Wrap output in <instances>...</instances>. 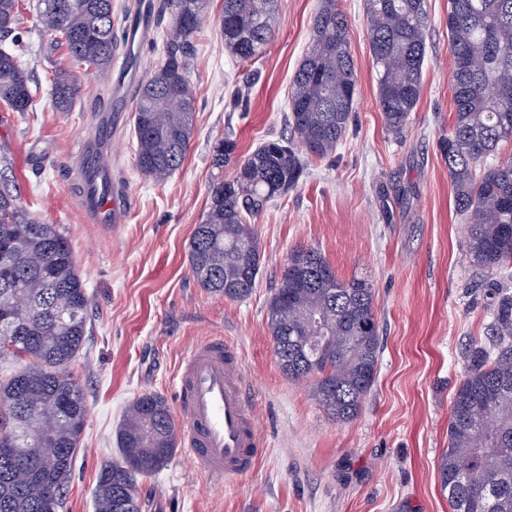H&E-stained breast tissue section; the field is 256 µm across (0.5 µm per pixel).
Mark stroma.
<instances>
[{
    "label": "stroma",
    "instance_id": "stroma-1",
    "mask_svg": "<svg viewBox=\"0 0 512 512\" xmlns=\"http://www.w3.org/2000/svg\"><path fill=\"white\" fill-rule=\"evenodd\" d=\"M22 0L14 49L28 73L32 109L0 102V187L20 194L41 222L69 239L93 301L83 349L68 366L82 384L88 415L64 512H95L103 463L118 456L128 404L146 392L178 407L176 373L194 340L220 336L238 348L250 377L248 398L265 454L231 483L198 473L185 448L143 478L142 512H451L438 463L448 446L452 397L472 338L489 339L503 274L478 267L457 213L441 141L454 110L450 95L448 0H428L431 26L422 93L400 134L377 106V83L363 0H337L349 23L357 96L336 153L309 159L297 186L255 218L262 266L245 301L201 288L188 261L194 227L208 207L215 145L233 134L239 156L269 138L289 139L287 93L306 50L318 0H280L278 20L259 56L237 62L224 44L223 0H210L194 35L188 80L196 98L194 132L183 164L167 179L136 163L132 121L110 149L124 189L120 228L90 223L79 202L78 147L105 104L106 83L77 65L34 20ZM162 14L155 41L129 59L144 83L164 61ZM69 70L77 93L69 111L53 100V74ZM316 247L343 279L370 283L381 349L373 387L353 420H332L310 395V381L280 370L267 327V301L293 250Z\"/></svg>",
    "mask_w": 512,
    "mask_h": 512
}]
</instances>
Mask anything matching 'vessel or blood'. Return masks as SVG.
Returning a JSON list of instances; mask_svg holds the SVG:
<instances>
[{
  "instance_id": "1",
  "label": "vessel or blood",
  "mask_w": 512,
  "mask_h": 512,
  "mask_svg": "<svg viewBox=\"0 0 512 512\" xmlns=\"http://www.w3.org/2000/svg\"><path fill=\"white\" fill-rule=\"evenodd\" d=\"M137 15L138 25L119 37V48L150 37L153 23L145 0ZM123 120V110L104 107L96 136L80 144L81 205L97 223L126 221V202L112 185L110 164L103 160V149ZM246 381L238 351L220 337L196 342L180 363V441L195 467L215 480H231L249 472L265 451L247 401Z\"/></svg>"
}]
</instances>
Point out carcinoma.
Instances as JSON below:
<instances>
[{"instance_id":"cac0c4a2","label":"carcinoma","mask_w":512,"mask_h":512,"mask_svg":"<svg viewBox=\"0 0 512 512\" xmlns=\"http://www.w3.org/2000/svg\"><path fill=\"white\" fill-rule=\"evenodd\" d=\"M207 0H163L172 23L166 57L135 97L137 166L163 180L184 161L193 133L195 97L186 77L197 27L183 22ZM278 0H224L225 45L242 62L255 59L273 31ZM377 103L398 135L422 89L426 0H364ZM19 0H0V42L21 24ZM36 23L61 35L70 56L111 66L116 38L108 0H37ZM448 56L453 119L445 139L448 177L464 216L468 249L487 271L512 268V0H448ZM56 104L67 111L74 76L53 75ZM357 74L347 17L336 0H320L311 40L292 79L288 125L296 142L266 140L241 163L234 179L236 141L215 146L209 205L189 242V263L200 287L230 301L253 291L261 253L251 219L296 186L304 160L294 144L318 159L333 154L352 119ZM30 78L15 53L0 48V101L13 112L32 107ZM90 297L69 240L43 224L21 198L0 189V512L63 507L62 490L83 433L87 404L65 366L82 349ZM267 323L281 372L313 381L312 396L335 421L360 412L376 378L379 329L374 295L361 278L343 280L320 250L292 251L267 306ZM496 349L474 338L468 369L454 394L448 448L439 466L452 512H512V293L503 290L493 313ZM316 346L319 360L309 352ZM119 458L104 463L94 489L96 512H141L139 480L171 462L176 424L157 393L137 397L117 434Z\"/></svg>"}]
</instances>
